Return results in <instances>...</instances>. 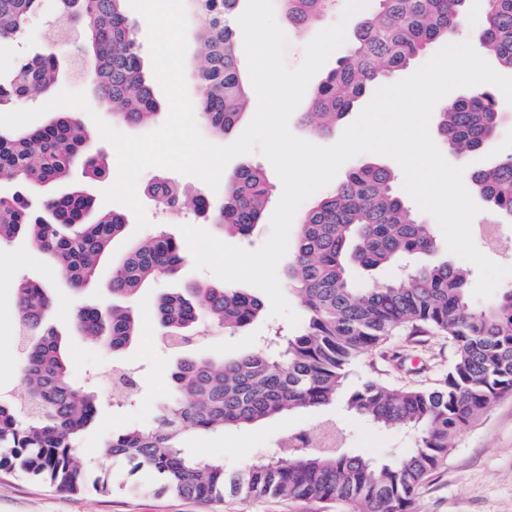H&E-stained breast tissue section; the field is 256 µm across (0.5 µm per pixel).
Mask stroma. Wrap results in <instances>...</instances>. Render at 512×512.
Here are the masks:
<instances>
[{
  "instance_id": "1",
  "label": "stroma",
  "mask_w": 512,
  "mask_h": 512,
  "mask_svg": "<svg viewBox=\"0 0 512 512\" xmlns=\"http://www.w3.org/2000/svg\"><path fill=\"white\" fill-rule=\"evenodd\" d=\"M56 15L55 0H43L31 18L24 38L0 50V66L8 67L29 53L52 48L66 62L76 56L74 45L48 44L45 35ZM139 200L150 221L144 231L128 222L124 235L113 241L92 282L82 292L73 291L58 266L24 238L0 245V391L20 395L16 364L20 353L14 341L18 319L14 288L27 278L49 288L53 300V323L63 337L65 352L73 365L76 381L93 386L101 408L94 427L78 443L76 457L89 476L110 468L115 488L108 494L91 490L73 494L20 475L0 472V512H316L314 504L280 499H241L225 496L223 503L204 504L155 493L149 489L129 490L122 483L126 470L120 462H108L101 454L104 437L126 426L150 425L156 401L169 387L173 354L155 332V306L161 294L174 292L188 283H212L210 271L195 269L186 262L175 274L143 288L130 303L141 319V335L119 356H112L84 337L73 326L76 309L87 303L108 307L112 303V275L130 245L141 234L165 232L180 237L181 226L193 225L215 231L208 215L191 209L165 207L147 194ZM280 317L263 314L249 328L227 331L214 325L201 327L187 352L191 355L230 356L262 347L276 328L285 326ZM451 352L445 339L429 335L402 334L385 346L383 354L368 356L359 368L365 377L393 384L432 387L447 367ZM123 362L139 375L142 395L138 403L119 407L112 401L110 375L114 362ZM333 423L344 434L342 449L378 461L396 458L411 445L407 432L385 430L346 414L340 407L316 412H292L254 425L225 430L220 434L194 435L187 439L188 451L202 458H220L227 471L243 470L254 458L278 453L282 441L295 432H309L310 444L322 441L321 428ZM419 512H512V397L495 402L470 428L453 441L444 467L424 487Z\"/></svg>"
}]
</instances>
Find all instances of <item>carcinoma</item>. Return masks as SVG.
I'll return each instance as SVG.
<instances>
[{
	"mask_svg": "<svg viewBox=\"0 0 512 512\" xmlns=\"http://www.w3.org/2000/svg\"><path fill=\"white\" fill-rule=\"evenodd\" d=\"M42 0H0V46L21 40ZM245 0H189L197 22L202 65L195 78L197 112L211 132L226 135L248 115L249 97L240 65L238 17ZM467 0H376L373 13L354 31L346 55L316 85L311 111L302 121L329 134L363 98L393 80L420 54L460 31ZM288 22L301 28L336 8V0H281ZM56 18L84 24L83 50L93 63L97 96L112 105L117 123L138 126L160 114L153 80L127 16L126 0H56ZM479 46L512 71V0H488ZM61 77L58 56L29 54L0 72V108L34 92H47ZM501 113L494 95L478 89L439 112L438 132L461 160L495 150ZM91 135L73 115L59 113L38 128L0 133V179L28 189L68 182L77 165L101 178L110 158L87 153ZM469 185L493 217L512 219V156L469 171ZM149 193L168 207L212 211L213 222L230 237H247L260 225L271 198L264 171L237 167L224 182L217 208L188 199L180 187L159 180ZM97 211L93 222L85 215ZM126 216L96 209L82 188L50 195L34 209L19 193L0 195V242L28 239L59 265L71 287L96 275ZM432 225L422 222L398 188L391 168L360 162L335 187L321 194L300 217L291 245L286 286L306 313L292 334H277L272 350L259 348L231 358L187 356L186 345L202 320L236 331L263 312L262 300L222 284L190 283L157 301L159 338L179 355L170 372L173 394L161 402L149 427L127 426L108 437L104 455L128 466L124 485L148 486L202 502L225 493L307 501L320 508L336 501L356 512H418L429 478L444 466L451 440L497 400L512 396V289L478 307L468 294L470 270L448 260L424 262L437 252ZM180 240L165 233L141 239L123 256L112 277V295H131L184 262ZM382 268L392 275L379 284L356 282L351 270ZM18 342L24 354L19 380L23 402L0 399V471H18L63 492L85 489V472L74 450L98 414L97 393L77 384L62 337L50 324L53 300L39 282L14 289ZM79 332L114 354L141 332L131 309L103 312L84 307L74 317ZM429 333L448 340L452 357L438 386L394 385L354 378L355 368L402 333ZM119 405L139 401L132 376L123 379ZM341 406L385 429L412 434L413 446L399 457L377 462L361 455L308 450L300 436L282 444L279 456L258 457L229 473L217 458H197L184 446L188 436L251 425L291 411Z\"/></svg>",
	"mask_w": 512,
	"mask_h": 512,
	"instance_id": "obj_1",
	"label": "carcinoma"
}]
</instances>
